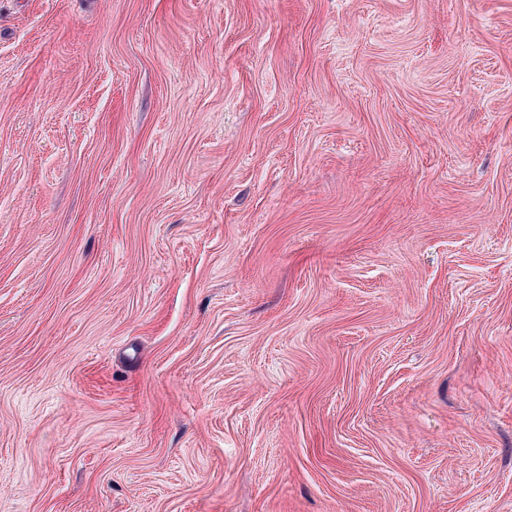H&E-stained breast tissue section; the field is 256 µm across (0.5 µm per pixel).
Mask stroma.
Here are the masks:
<instances>
[{
    "label": "stroma",
    "instance_id": "1",
    "mask_svg": "<svg viewBox=\"0 0 512 512\" xmlns=\"http://www.w3.org/2000/svg\"><path fill=\"white\" fill-rule=\"evenodd\" d=\"M0 512H512V0H0Z\"/></svg>",
    "mask_w": 512,
    "mask_h": 512
}]
</instances>
